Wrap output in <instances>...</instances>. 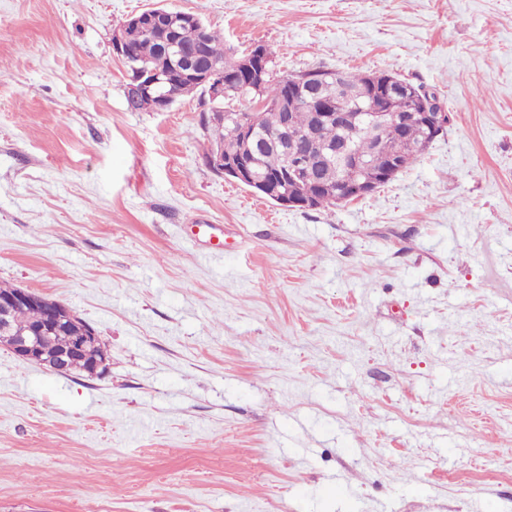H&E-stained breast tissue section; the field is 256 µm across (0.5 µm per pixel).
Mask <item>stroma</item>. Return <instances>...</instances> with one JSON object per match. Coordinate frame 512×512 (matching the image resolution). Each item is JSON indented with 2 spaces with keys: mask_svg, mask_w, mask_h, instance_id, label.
I'll use <instances>...</instances> for the list:
<instances>
[{
  "mask_svg": "<svg viewBox=\"0 0 512 512\" xmlns=\"http://www.w3.org/2000/svg\"><path fill=\"white\" fill-rule=\"evenodd\" d=\"M155 5L453 120L370 196L265 200L200 93L128 110L112 32ZM0 283L111 355L0 349V512H512V0H0Z\"/></svg>",
  "mask_w": 512,
  "mask_h": 512,
  "instance_id": "obj_1",
  "label": "stroma"
}]
</instances>
